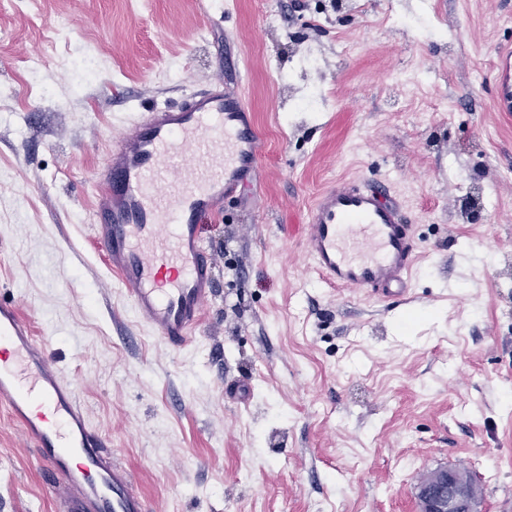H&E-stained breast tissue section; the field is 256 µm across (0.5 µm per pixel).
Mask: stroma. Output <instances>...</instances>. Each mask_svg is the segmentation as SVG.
<instances>
[{
	"label": "stroma",
	"mask_w": 512,
	"mask_h": 512,
	"mask_svg": "<svg viewBox=\"0 0 512 512\" xmlns=\"http://www.w3.org/2000/svg\"><path fill=\"white\" fill-rule=\"evenodd\" d=\"M509 42L512 0H0V299L156 512H414L443 465L512 512V114L489 86ZM218 80L264 149L203 226L218 290L174 352L94 246L93 184L134 113ZM341 179L407 213L402 301L326 286L289 234ZM0 512H58L2 406Z\"/></svg>",
	"instance_id": "1"
}]
</instances>
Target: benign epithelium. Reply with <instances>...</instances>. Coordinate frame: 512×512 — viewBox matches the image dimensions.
<instances>
[{"mask_svg":"<svg viewBox=\"0 0 512 512\" xmlns=\"http://www.w3.org/2000/svg\"><path fill=\"white\" fill-rule=\"evenodd\" d=\"M416 512H481L475 478L457 467L427 471L414 485Z\"/></svg>","mask_w":512,"mask_h":512,"instance_id":"benign-epithelium-1","label":"benign epithelium"}]
</instances>
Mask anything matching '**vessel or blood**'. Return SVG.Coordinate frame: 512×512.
<instances>
[{
  "mask_svg": "<svg viewBox=\"0 0 512 512\" xmlns=\"http://www.w3.org/2000/svg\"><path fill=\"white\" fill-rule=\"evenodd\" d=\"M496 58L494 103L512 112V46L497 47ZM262 145L242 98L219 83L187 92L181 105H153L112 136L98 181L94 239L137 323L170 350L194 341L215 293L200 226L256 172ZM307 218L301 246L328 285L384 301L407 292L418 245L387 185L331 186ZM0 403L44 465L60 512H153L19 305L2 301Z\"/></svg>",
  "mask_w": 512,
  "mask_h": 512,
  "instance_id": "1",
  "label": "vessel or blood"
}]
</instances>
